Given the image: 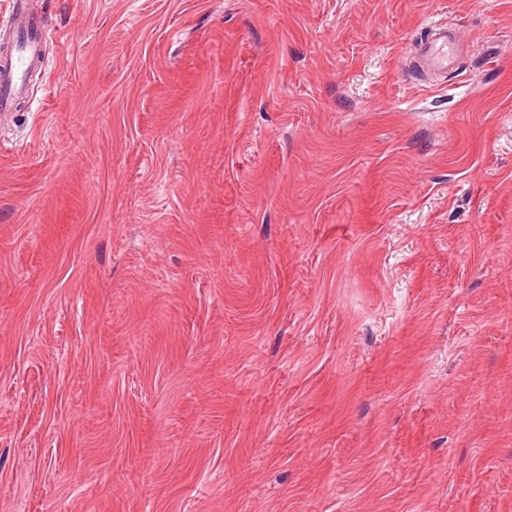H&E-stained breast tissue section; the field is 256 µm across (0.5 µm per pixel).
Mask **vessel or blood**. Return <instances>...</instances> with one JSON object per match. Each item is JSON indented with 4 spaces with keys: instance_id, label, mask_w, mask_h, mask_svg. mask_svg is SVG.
<instances>
[{
    "instance_id": "vessel-or-blood-1",
    "label": "vessel or blood",
    "mask_w": 512,
    "mask_h": 512,
    "mask_svg": "<svg viewBox=\"0 0 512 512\" xmlns=\"http://www.w3.org/2000/svg\"><path fill=\"white\" fill-rule=\"evenodd\" d=\"M0 34L11 45L0 57V113L6 115L17 99L26 96L27 76L32 69L45 66L46 54L42 21L27 11L24 0H12L9 14L0 18ZM458 65L455 30L445 24L429 26L419 49L420 72L434 81L457 71Z\"/></svg>"
}]
</instances>
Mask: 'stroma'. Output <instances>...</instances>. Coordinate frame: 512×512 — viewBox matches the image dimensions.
<instances>
[{
	"label": "stroma",
	"instance_id": "stroma-1",
	"mask_svg": "<svg viewBox=\"0 0 512 512\" xmlns=\"http://www.w3.org/2000/svg\"><path fill=\"white\" fill-rule=\"evenodd\" d=\"M34 6L0 512H512V0ZM427 33L419 49V71L430 81L447 78L459 65L457 34L447 24L427 27Z\"/></svg>",
	"mask_w": 512,
	"mask_h": 512
}]
</instances>
